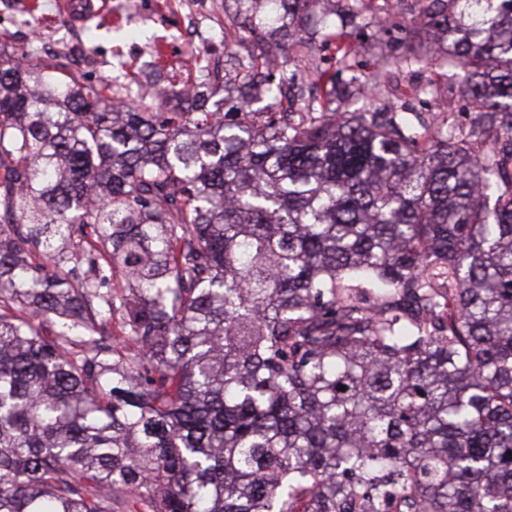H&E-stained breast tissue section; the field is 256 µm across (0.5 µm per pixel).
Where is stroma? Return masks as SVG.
I'll list each match as a JSON object with an SVG mask.
<instances>
[{
	"label": "stroma",
	"mask_w": 512,
	"mask_h": 512,
	"mask_svg": "<svg viewBox=\"0 0 512 512\" xmlns=\"http://www.w3.org/2000/svg\"><path fill=\"white\" fill-rule=\"evenodd\" d=\"M98 9L78 23L58 0H0V43L33 55L65 53L88 80H115L160 53L168 70L193 65L195 50L224 56V0H96Z\"/></svg>",
	"instance_id": "obj_1"
}]
</instances>
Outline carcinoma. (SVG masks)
<instances>
[{"instance_id":"cac0c4a2","label":"carcinoma","mask_w":512,"mask_h":512,"mask_svg":"<svg viewBox=\"0 0 512 512\" xmlns=\"http://www.w3.org/2000/svg\"><path fill=\"white\" fill-rule=\"evenodd\" d=\"M124 77L0 47V512H512V0Z\"/></svg>"}]
</instances>
